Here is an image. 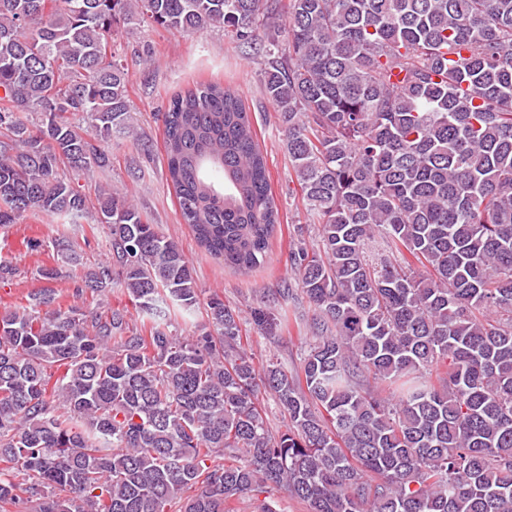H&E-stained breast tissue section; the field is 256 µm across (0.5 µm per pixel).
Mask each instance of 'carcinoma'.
Listing matches in <instances>:
<instances>
[{"label": "carcinoma", "instance_id": "carcinoma-1", "mask_svg": "<svg viewBox=\"0 0 512 512\" xmlns=\"http://www.w3.org/2000/svg\"><path fill=\"white\" fill-rule=\"evenodd\" d=\"M132 19L263 32V90L320 226L290 255L314 311L292 368L256 365L216 295L178 335L200 306L188 258L127 194L100 184L91 205L67 177L111 166L112 130L137 137L112 52ZM163 128L199 246L263 264L279 212L242 96L197 83ZM90 207L108 255L76 293L119 283L140 325L52 288L0 314V512H229L269 484L308 512H512V0H0V229Z\"/></svg>", "mask_w": 512, "mask_h": 512}]
</instances>
